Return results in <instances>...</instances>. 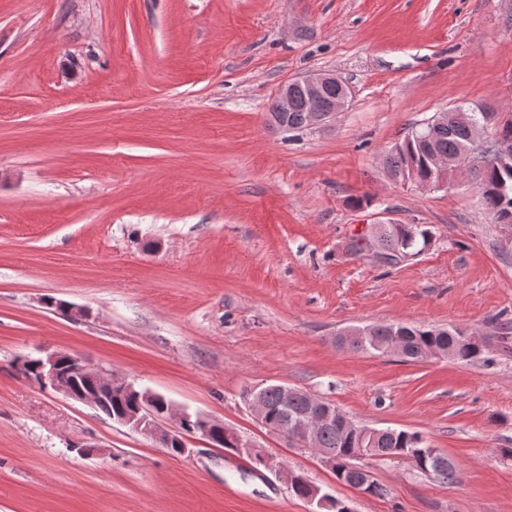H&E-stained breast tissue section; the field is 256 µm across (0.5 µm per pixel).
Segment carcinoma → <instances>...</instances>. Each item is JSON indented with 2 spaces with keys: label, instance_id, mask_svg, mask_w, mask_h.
<instances>
[{
  "label": "carcinoma",
  "instance_id": "carcinoma-1",
  "mask_svg": "<svg viewBox=\"0 0 512 512\" xmlns=\"http://www.w3.org/2000/svg\"><path fill=\"white\" fill-rule=\"evenodd\" d=\"M306 117V103L298 93L287 114L288 131H305ZM469 146V128L449 118L436 125L426 140L419 139L413 132L409 133L402 142L384 153L383 164L386 173L401 184L413 174L427 180L432 176L429 155H450L458 159L461 166L466 167L469 162ZM475 179L484 209L494 222L498 224L502 218L512 217V156L501 159L475 175ZM432 240V232L422 224H388L382 228L374 247L352 239L346 244V251L351 255L367 257L382 266H396L407 258L421 254ZM391 336L402 340L404 359L408 361L426 359L430 357L432 350L438 349L445 351L447 358L453 361L481 362L487 366L494 363V348L470 343L468 337L458 328H432L404 323L372 325L369 341L364 343L353 338L338 346V349L357 353H380L381 345ZM255 393L264 402L269 430L282 424L285 412L298 416L305 413L310 406L309 393L295 388L286 390L282 384L263 386L255 389ZM144 394L145 391L136 388L117 392L99 406V411L110 419L120 413H132L144 403ZM363 430V426L346 427L336 423L324 425L317 433L322 447L335 449L336 461L332 470L336 479L347 485L352 484L355 476L354 468L359 462L358 450L361 448ZM384 455L407 458L421 472L433 474L446 482L456 477L455 465L416 432L389 429L373 445L371 459H380Z\"/></svg>",
  "mask_w": 512,
  "mask_h": 512
}]
</instances>
